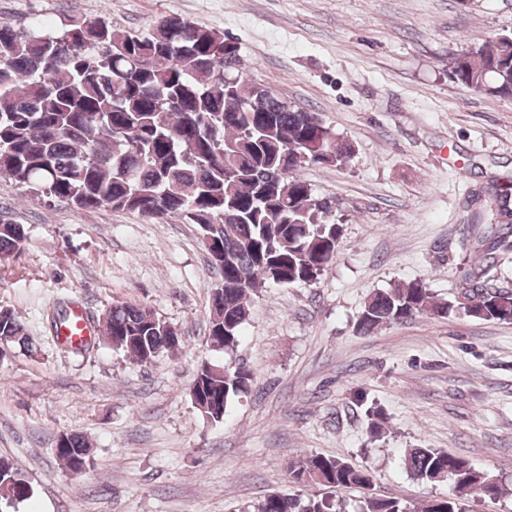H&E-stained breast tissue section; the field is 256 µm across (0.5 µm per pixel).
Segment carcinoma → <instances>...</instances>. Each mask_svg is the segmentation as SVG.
Segmentation results:
<instances>
[{
  "label": "carcinoma",
  "mask_w": 512,
  "mask_h": 512,
  "mask_svg": "<svg viewBox=\"0 0 512 512\" xmlns=\"http://www.w3.org/2000/svg\"><path fill=\"white\" fill-rule=\"evenodd\" d=\"M147 56L149 62L140 58ZM239 46L220 32L166 16L146 34L120 33L103 20L70 16L62 29L0 25V175L41 189L79 208L110 206L210 227L224 252L211 288L209 332L230 352L248 320L249 298L260 285L313 284L331 266L340 236L330 206L314 195L300 170L342 166L353 155L315 112L291 106L239 74ZM451 78L499 97H512V32L496 36L453 62ZM167 100H158L157 90ZM493 221L480 231L484 269L496 250L510 248L501 227L512 224V197L493 195ZM22 224L0 220V258L22 250ZM512 323V290L487 287L474 276L444 302L418 280L397 283L365 302L357 330L452 313ZM103 335L133 361L145 364L181 347L174 327L146 306L115 305ZM33 351V339L13 313L0 312V338ZM252 374L241 365L207 363L197 370L193 402L223 420ZM57 457L72 471L91 460L86 440L65 434ZM411 478L428 484L452 475L445 497L422 507L397 498L372 497L362 512H468L469 499L493 500L500 480L468 460L435 448H410ZM296 483L328 488L367 487L365 469L335 457L304 455L289 466ZM30 484L0 458V499L18 500ZM331 497L267 494L256 512H339Z\"/></svg>",
  "instance_id": "1"
}]
</instances>
